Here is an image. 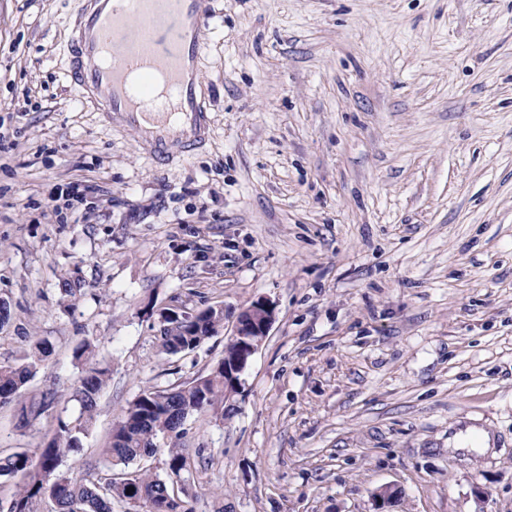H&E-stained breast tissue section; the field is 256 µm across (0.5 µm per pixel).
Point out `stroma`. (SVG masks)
<instances>
[{
	"mask_svg": "<svg viewBox=\"0 0 512 512\" xmlns=\"http://www.w3.org/2000/svg\"><path fill=\"white\" fill-rule=\"evenodd\" d=\"M80 5L0 0V366L48 342L24 397L54 396L0 404V456L79 425L89 339L109 379L59 472L165 477L163 437L109 465L113 428L266 299L233 412L185 422L190 512H512V0H213L205 140L166 163L71 88ZM217 306L161 353V310ZM470 427L489 450L449 452ZM164 318L167 325L160 336L162 351L171 355L190 353L224 325V309L210 307L194 318L168 312Z\"/></svg>",
	"mask_w": 512,
	"mask_h": 512,
	"instance_id": "35a3bbf8",
	"label": "stroma"
}]
</instances>
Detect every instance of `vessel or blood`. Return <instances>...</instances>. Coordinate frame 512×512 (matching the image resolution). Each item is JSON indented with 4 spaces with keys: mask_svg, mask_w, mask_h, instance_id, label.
Returning <instances> with one entry per match:
<instances>
[{
    "mask_svg": "<svg viewBox=\"0 0 512 512\" xmlns=\"http://www.w3.org/2000/svg\"><path fill=\"white\" fill-rule=\"evenodd\" d=\"M211 0H82L67 47L80 98L120 117L155 159L190 151L205 128L201 60Z\"/></svg>",
    "mask_w": 512,
    "mask_h": 512,
    "instance_id": "vessel-or-blood-1",
    "label": "vessel or blood"
}]
</instances>
